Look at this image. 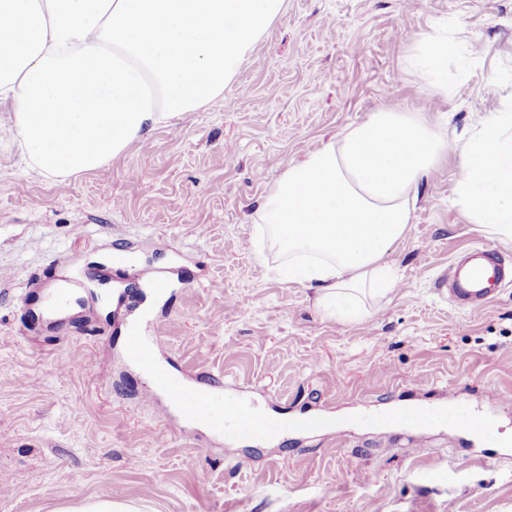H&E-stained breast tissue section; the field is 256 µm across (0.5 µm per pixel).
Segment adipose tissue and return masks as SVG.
Here are the masks:
<instances>
[{"mask_svg":"<svg viewBox=\"0 0 512 512\" xmlns=\"http://www.w3.org/2000/svg\"><path fill=\"white\" fill-rule=\"evenodd\" d=\"M284 0H0V102L28 166L57 181L220 96ZM447 140L418 112L380 111L291 165L256 214L287 255L275 273L331 316L397 277L385 263ZM452 201L488 239L512 242V113L471 130Z\"/></svg>","mask_w":512,"mask_h":512,"instance_id":"adipose-tissue-1","label":"adipose tissue"}]
</instances>
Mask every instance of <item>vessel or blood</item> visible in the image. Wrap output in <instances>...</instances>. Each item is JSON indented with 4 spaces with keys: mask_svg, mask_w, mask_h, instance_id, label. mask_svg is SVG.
Instances as JSON below:
<instances>
[{
    "mask_svg": "<svg viewBox=\"0 0 512 512\" xmlns=\"http://www.w3.org/2000/svg\"><path fill=\"white\" fill-rule=\"evenodd\" d=\"M511 281L512 268L506 266L494 251L476 246L469 249L464 256L455 258L449 268L437 278L435 285L448 295L457 308L474 311L493 302L502 286ZM125 353L129 360L145 367L154 361L152 343L135 329L128 335ZM160 390L168 395L180 413L179 419L169 421L168 426L181 436L186 433L185 421L200 419L208 421L212 432L226 444L238 440H262L278 429L315 433L330 427L327 417L319 413L298 421L283 418L275 423L270 422L256 412L250 400L225 394L223 385L217 384L202 390L192 389L163 371L155 373L153 384L145 390L144 395L151 399ZM366 419L381 427L397 423L424 428L445 424L477 435L484 446L497 448L502 444L492 422L464 401L392 411L381 409L370 412Z\"/></svg>",
    "mask_w": 512,
    "mask_h": 512,
    "instance_id": "1",
    "label": "vessel or blood"
}]
</instances>
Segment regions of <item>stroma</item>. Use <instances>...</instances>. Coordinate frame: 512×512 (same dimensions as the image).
<instances>
[{
  "label": "stroma",
  "instance_id": "1",
  "mask_svg": "<svg viewBox=\"0 0 512 512\" xmlns=\"http://www.w3.org/2000/svg\"><path fill=\"white\" fill-rule=\"evenodd\" d=\"M447 33L448 88L407 60ZM0 103V512L119 497L140 512H512V444L470 453L447 427L347 424L368 409L467 398L512 433V284L480 311L435 286L473 246L512 260L452 201L459 140L512 109V0H285L236 79L204 108L58 183L31 172ZM380 110L420 112L448 148L422 178L386 260L395 288L357 320L274 274L283 254L252 217L273 183ZM127 262L114 266L116 247ZM172 286L153 295L138 271ZM65 289L48 317L24 294ZM161 319L155 360L192 387L222 378L273 417L332 429L225 446L167 425L141 398L125 332Z\"/></svg>",
  "mask_w": 512,
  "mask_h": 512
}]
</instances>
